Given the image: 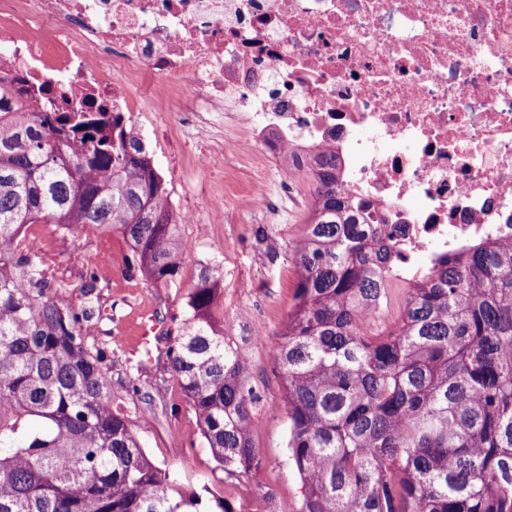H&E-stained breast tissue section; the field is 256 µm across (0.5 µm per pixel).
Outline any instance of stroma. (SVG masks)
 Wrapping results in <instances>:
<instances>
[{
    "label": "stroma",
    "mask_w": 512,
    "mask_h": 512,
    "mask_svg": "<svg viewBox=\"0 0 512 512\" xmlns=\"http://www.w3.org/2000/svg\"><path fill=\"white\" fill-rule=\"evenodd\" d=\"M166 137L161 149L153 150L152 162L166 181L170 193H192L201 176L187 155L185 142L190 129L183 127L174 104H167ZM284 173L278 161L267 165L265 180L249 176L248 164L228 157L222 177L213 179V198L226 191L251 196V209L219 207L203 212L200 223L186 224L182 235L188 247L181 274L175 284L156 287L139 275L126 272L131 251L118 235L86 230L61 234L48 224L29 225L30 233L44 240L52 259L50 274L67 293L78 292L86 268L102 249H111L115 269L101 278L99 303L106 315L94 338L103 343L117 337L121 345L112 356L114 403L136 418L143 448L162 470L177 478L187 492L208 488L233 500L238 512H299L302 483L289 460L288 415L283 405L281 380L260 340L279 332L290 308L296 270L288 257V243L303 224L306 210H290L277 218L272 209L279 202L277 187ZM264 240H257V230ZM221 241L223 281L215 307L224 322V333L252 368L251 383L260 396L253 417L252 442L263 464L252 476H228L217 463L200 433L198 418L187 402L163 354L161 333L151 332L153 321L171 327L181 316L188 289L207 256L208 247ZM136 375V390H128L127 375Z\"/></svg>",
    "instance_id": "stroma-1"
}]
</instances>
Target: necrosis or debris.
<instances>
[{
	"label": "necrosis or debris",
	"instance_id": "necrosis-or-debris-1",
	"mask_svg": "<svg viewBox=\"0 0 512 512\" xmlns=\"http://www.w3.org/2000/svg\"><path fill=\"white\" fill-rule=\"evenodd\" d=\"M31 112L177 106L199 172L325 148L341 191L417 255L512 239V0H0V78Z\"/></svg>",
	"mask_w": 512,
	"mask_h": 512
}]
</instances>
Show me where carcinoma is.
I'll use <instances>...</instances> for the list:
<instances>
[{"label": "carcinoma", "instance_id": "cac0c4a2", "mask_svg": "<svg viewBox=\"0 0 512 512\" xmlns=\"http://www.w3.org/2000/svg\"><path fill=\"white\" fill-rule=\"evenodd\" d=\"M0 79V512H240L186 494L143 451L113 405L110 344L92 264L61 295L49 257L19 246L30 224L112 231L126 269L177 279L185 243L146 147L118 121L63 119L10 103ZM310 214L288 244L294 303L267 340L283 386L300 512H512V240L434 254L397 317L367 334L361 313L389 298L395 246L317 157ZM222 268L200 267L181 322L165 332L171 371L224 471L262 466L253 446L249 360L213 321Z\"/></svg>", "mask_w": 512, "mask_h": 512}]
</instances>
